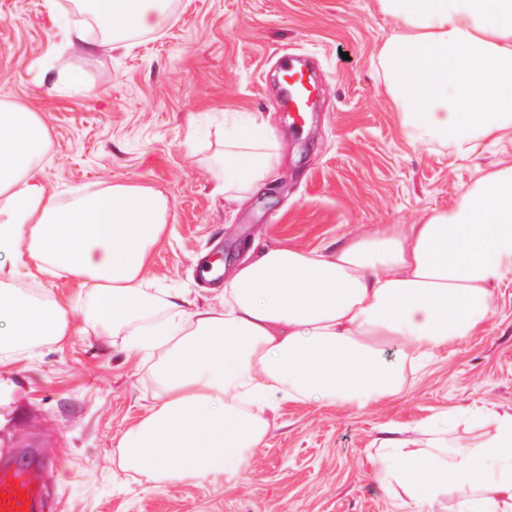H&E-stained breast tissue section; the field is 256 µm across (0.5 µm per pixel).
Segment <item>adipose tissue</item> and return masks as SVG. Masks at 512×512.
Here are the masks:
<instances>
[{"label": "adipose tissue", "instance_id": "1", "mask_svg": "<svg viewBox=\"0 0 512 512\" xmlns=\"http://www.w3.org/2000/svg\"><path fill=\"white\" fill-rule=\"evenodd\" d=\"M167 0H81L129 31L155 29ZM395 26L379 72L414 142L460 157L512 135V0H379ZM49 132L27 105L0 101V364L65 336L67 307L15 288L24 268L68 275L88 288L90 326L126 337L127 352L162 355L159 394L120 438L119 469L146 482L233 475L270 430L272 400L360 406L399 391L406 365L469 336L491 313L512 267V164L480 170L450 210L418 224L350 239L331 252L269 248L237 265L219 307L191 309L180 293L143 288L150 248L166 227L165 195L115 184L59 206L35 161ZM271 131L224 122L211 176L240 202L279 163ZM163 319H150L154 306ZM448 449L408 454L403 429H386L377 481L400 488L418 512H437L449 486L476 490L463 512H512V413Z\"/></svg>", "mask_w": 512, "mask_h": 512}]
</instances>
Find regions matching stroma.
Here are the masks:
<instances>
[{"label":"stroma","instance_id":"stroma-1","mask_svg":"<svg viewBox=\"0 0 512 512\" xmlns=\"http://www.w3.org/2000/svg\"><path fill=\"white\" fill-rule=\"evenodd\" d=\"M78 0H0V101H21L49 131L38 177L59 205L125 184L167 198L164 235L144 270L147 291L177 288L203 307V255L226 267L251 247L326 252L386 224H417L459 201L477 169L512 163V143L483 141L461 158L411 141L377 53L394 26L378 0H169L154 30L117 33L118 47L63 51L89 27ZM310 57L323 82L301 129L280 106L278 60ZM78 90H54L60 70ZM266 125L280 144L267 188L239 205L215 192L209 165L224 148V115ZM20 289L71 309L67 336L0 366V447H50L52 512H414L374 478L384 428L407 429L410 451L431 428L449 443L474 435L470 411L512 410V269L471 336L435 351L395 396L361 408L283 401L240 473L155 485L117 469L118 441L156 394L158 354H128L122 337L89 326L86 291L67 277L25 276Z\"/></svg>","mask_w":512,"mask_h":512}]
</instances>
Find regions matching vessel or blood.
I'll return each instance as SVG.
<instances>
[{
	"label": "vessel or blood",
	"mask_w": 512,
	"mask_h": 512,
	"mask_svg": "<svg viewBox=\"0 0 512 512\" xmlns=\"http://www.w3.org/2000/svg\"><path fill=\"white\" fill-rule=\"evenodd\" d=\"M294 127H302L321 87L308 68L297 58L285 57L279 68ZM55 463L47 455L34 453L21 459L11 452H0V506L5 512H46L44 480Z\"/></svg>",
	"instance_id": "b4317fda"
}]
</instances>
